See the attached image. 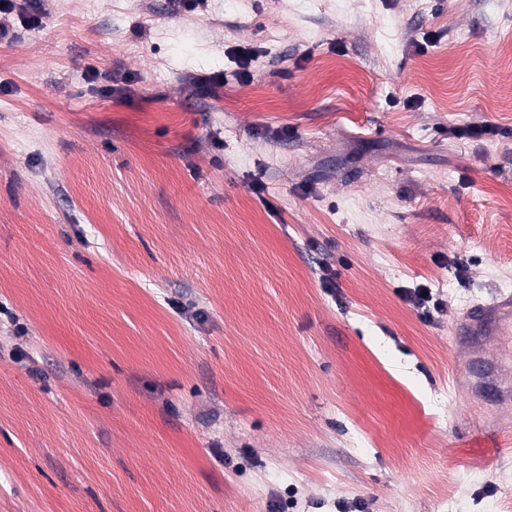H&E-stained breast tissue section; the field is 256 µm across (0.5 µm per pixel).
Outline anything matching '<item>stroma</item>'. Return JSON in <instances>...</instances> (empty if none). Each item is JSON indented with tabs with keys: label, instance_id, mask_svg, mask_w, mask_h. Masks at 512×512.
Wrapping results in <instances>:
<instances>
[{
	"label": "stroma",
	"instance_id": "obj_1",
	"mask_svg": "<svg viewBox=\"0 0 512 512\" xmlns=\"http://www.w3.org/2000/svg\"><path fill=\"white\" fill-rule=\"evenodd\" d=\"M9 24L0 304L27 357L0 340V512L512 502V447L486 448L512 335L480 368L453 333L512 297V0H13Z\"/></svg>",
	"mask_w": 512,
	"mask_h": 512
}]
</instances>
